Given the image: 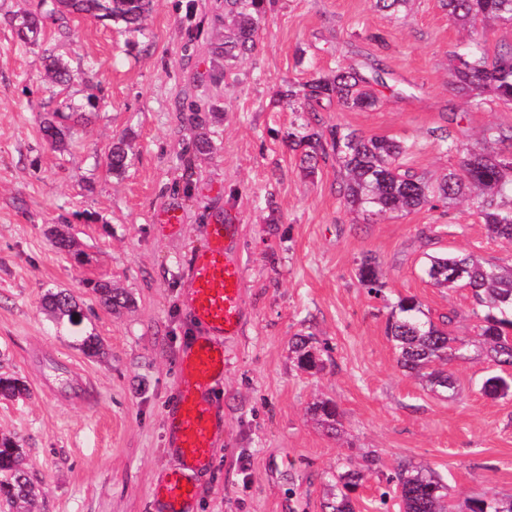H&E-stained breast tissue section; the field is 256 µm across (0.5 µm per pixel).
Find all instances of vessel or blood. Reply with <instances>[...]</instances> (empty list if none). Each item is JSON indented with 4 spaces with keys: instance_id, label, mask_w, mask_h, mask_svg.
<instances>
[{
    "instance_id": "obj_1",
    "label": "vessel or blood",
    "mask_w": 512,
    "mask_h": 512,
    "mask_svg": "<svg viewBox=\"0 0 512 512\" xmlns=\"http://www.w3.org/2000/svg\"><path fill=\"white\" fill-rule=\"evenodd\" d=\"M240 234L236 214L225 212L208 225L204 245L184 266V305L198 331L179 359L166 419L176 463L150 489L153 512H189L198 495L192 475L210 467L224 427L223 407L214 393L224 380V343L243 331Z\"/></svg>"
}]
</instances>
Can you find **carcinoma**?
<instances>
[{
	"label": "carcinoma",
	"mask_w": 512,
	"mask_h": 512,
	"mask_svg": "<svg viewBox=\"0 0 512 512\" xmlns=\"http://www.w3.org/2000/svg\"><path fill=\"white\" fill-rule=\"evenodd\" d=\"M68 14H86L122 22L126 28L139 31L151 12L153 0H57ZM448 17L473 34L472 48L464 64L453 69L454 89L481 105L488 95L504 103L512 102V46L505 47L489 57L483 47V36L477 23L493 18L512 27V0H440ZM263 0H224V12L232 17L233 27L224 35L219 47L226 60L244 57L255 50V34L261 20ZM17 36L24 43L35 44L42 36L40 21L31 14L12 20ZM386 74L380 62L374 60L369 71L353 66L336 67L330 76L314 77L304 83L288 84L279 91V98L288 104L299 103L308 112H318L324 104L335 99L349 110H366L376 106L375 87L386 86ZM55 112L41 122L43 138L60 144L70 133V123L89 120L86 112H72L59 121ZM310 133L298 135L295 128L288 130L289 142L303 148L301 162L313 174L319 161L334 157L342 174L339 192L348 210L368 217L380 218L395 212L419 210L424 207L439 210L459 202L466 203L482 219L488 235L512 244V153L498 152L492 145L506 139L503 131L491 128L485 144L476 149H460L452 133L444 127L432 131L440 149L457 158L456 168L431 181L416 173L407 163L415 145L388 137H364L354 130L339 126L328 131L317 130L311 123L304 124ZM109 170L122 174L130 159L127 144L119 138L112 142L108 154ZM429 282L437 288H457L470 285L478 320V336L485 356L499 366H512V344L507 336L512 330V266L501 267L487 263L474 255H429L425 264ZM358 279L368 294L383 296L382 281L375 259L366 257L358 266ZM100 302L113 310L126 307L128 295L112 287L107 281L94 284ZM45 305L53 322L78 326L83 315L73 295L63 290H49ZM452 317L435 323L414 296L398 298L386 323V334L398 353L402 370L415 375L431 391L439 394L455 390V381L443 365L452 358L463 359V342L450 335L448 326ZM311 336L300 335L292 341L298 366L304 370L319 369L323 360L309 346ZM485 395L492 398L512 396V375H492L482 384ZM317 421L333 433L339 424L335 403L318 401L310 407ZM20 451L9 440L0 442V497L13 505H22L26 512H34V491L28 474L19 467ZM362 480L361 470L350 468L336 475L323 512H354L349 493ZM395 491L400 493L403 512H452L445 486L431 471L403 467L392 477ZM469 512H512V502L504 504L495 497L472 499Z\"/></svg>",
	"instance_id": "cac0c4a2"
}]
</instances>
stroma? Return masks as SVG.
<instances>
[{
  "instance_id": "35a3bbf8",
  "label": "stroma",
  "mask_w": 512,
  "mask_h": 512,
  "mask_svg": "<svg viewBox=\"0 0 512 512\" xmlns=\"http://www.w3.org/2000/svg\"><path fill=\"white\" fill-rule=\"evenodd\" d=\"M41 16L42 45L19 41L11 19ZM382 33L388 50L369 40ZM224 0H154L143 31L73 14L55 0H0V377L22 395L0 396V440L18 442L36 512H150V486L174 458L164 415L178 358L196 334L183 302V269L213 218L236 212L244 226L237 253L246 273L245 327L224 345V380L215 391L224 431L212 466L196 475L193 512H322L334 474L379 457L353 497L356 512H400L386 478L427 467L448 489L455 512L465 499L512 498V396L481 390L496 365L480 352L469 289L428 283L421 265L436 253L475 254L512 265V246L491 239L472 210L421 209L375 222L349 212L332 166L307 174L287 139L299 113L274 95L339 65L383 61L388 87L375 107L330 103L328 125L416 143L410 165L435 177L455 156L431 135L443 126L461 148L488 127L512 131V106L466 107L453 91L449 61L468 41L439 0H414L396 17L374 0H264L257 49L225 64ZM68 66L67 87L50 77ZM94 102L89 122L67 144L41 137L44 113ZM212 142L194 155L199 133ZM126 136L124 174L107 167L113 139ZM176 208L170 233L159 211ZM73 241L58 251L50 231ZM386 284L370 296L357 277L364 256ZM109 280L131 303L102 306L91 284ZM71 292L85 330L103 352L85 353L69 327L43 305L47 289ZM416 296L431 318L456 312L453 334L467 359L447 369L453 398L431 392L397 364L385 327L393 303ZM313 335L321 370L298 367L291 341ZM72 370L91 399L59 400L36 380L37 356ZM329 399L340 413L328 433L309 412Z\"/></svg>"
}]
</instances>
